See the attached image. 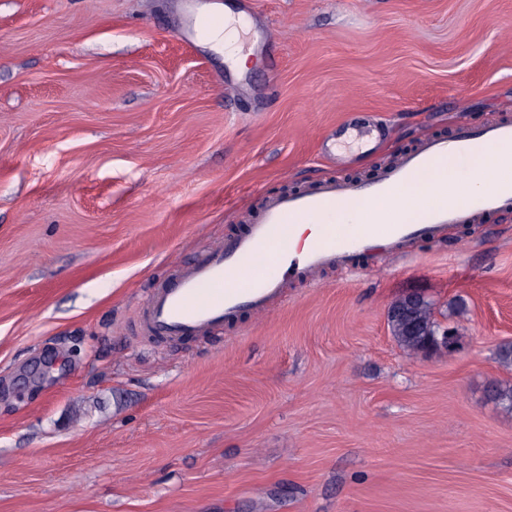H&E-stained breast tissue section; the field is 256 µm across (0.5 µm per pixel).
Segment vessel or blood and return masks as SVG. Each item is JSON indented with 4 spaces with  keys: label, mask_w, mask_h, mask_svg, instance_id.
Instances as JSON below:
<instances>
[{
    "label": "vessel or blood",
    "mask_w": 512,
    "mask_h": 512,
    "mask_svg": "<svg viewBox=\"0 0 512 512\" xmlns=\"http://www.w3.org/2000/svg\"><path fill=\"white\" fill-rule=\"evenodd\" d=\"M511 142V120L463 125L449 137L422 138L371 182L326 179L297 192L266 197L251 211L246 233L208 249L193 265L178 269L152 289L140 315L143 332L180 338L220 326L246 305L260 314L280 295L285 276L336 264L351 266L359 254L379 244L391 248L410 238L480 224L489 214L512 209V175H498L483 193L458 204L429 206L414 220L370 215L360 225L331 226L324 239L306 250L293 248L292 227L308 217L321 219L356 201L397 196L419 173L444 160L464 161L488 145ZM235 269H249L253 275L240 284L230 276Z\"/></svg>",
    "instance_id": "vessel-or-blood-1"
}]
</instances>
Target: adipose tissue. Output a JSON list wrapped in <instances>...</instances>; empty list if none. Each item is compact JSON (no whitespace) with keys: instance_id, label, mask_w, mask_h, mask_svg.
Masks as SVG:
<instances>
[{"instance_id":"obj_1","label":"adipose tissue","mask_w":512,"mask_h":512,"mask_svg":"<svg viewBox=\"0 0 512 512\" xmlns=\"http://www.w3.org/2000/svg\"><path fill=\"white\" fill-rule=\"evenodd\" d=\"M220 24L204 29L201 38L204 43L226 52L228 58L241 69L247 68L248 56L238 45L242 18L226 12ZM512 172V146L505 145L485 150L473 158L467 170H459L457 165L448 163L434 173L420 177L406 188L400 198L374 199L366 208L372 212H385L405 220L430 202L460 200L463 196L483 189L486 180L493 174Z\"/></svg>"}]
</instances>
